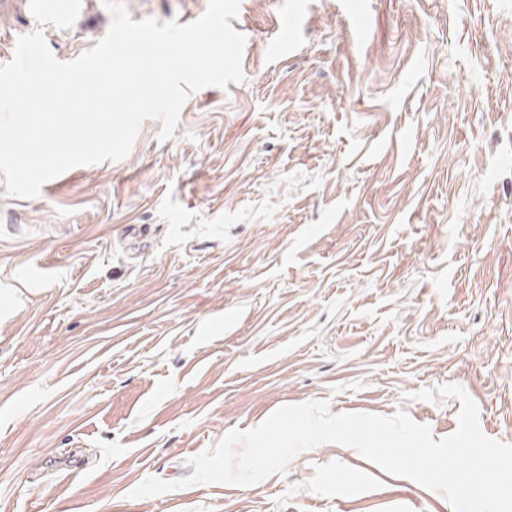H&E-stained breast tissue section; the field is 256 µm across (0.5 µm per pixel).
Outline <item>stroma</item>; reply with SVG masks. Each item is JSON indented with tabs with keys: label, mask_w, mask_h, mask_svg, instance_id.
I'll return each mask as SVG.
<instances>
[{
	"label": "stroma",
	"mask_w": 512,
	"mask_h": 512,
	"mask_svg": "<svg viewBox=\"0 0 512 512\" xmlns=\"http://www.w3.org/2000/svg\"><path fill=\"white\" fill-rule=\"evenodd\" d=\"M0 0V65L107 33ZM240 0L244 78L172 139L22 198L0 182V512H453L323 443L285 473L135 498L284 405L405 411L455 432L462 386L512 444V0ZM209 0H122L190 23ZM292 48L267 52L281 15Z\"/></svg>",
	"instance_id": "obj_1"
}]
</instances>
